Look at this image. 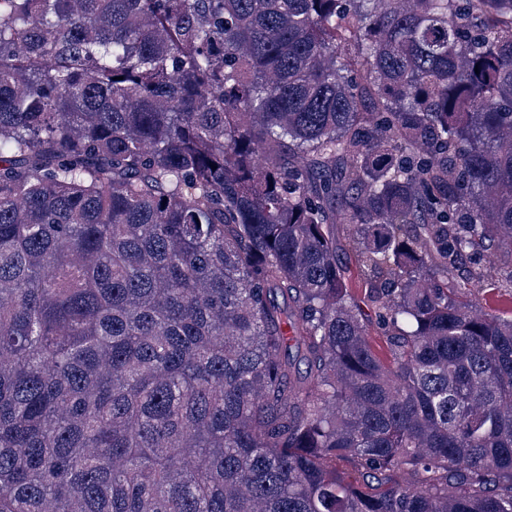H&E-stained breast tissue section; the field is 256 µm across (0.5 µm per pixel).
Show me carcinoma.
Instances as JSON below:
<instances>
[{"label": "carcinoma", "instance_id": "cac0c4a2", "mask_svg": "<svg viewBox=\"0 0 512 512\" xmlns=\"http://www.w3.org/2000/svg\"><path fill=\"white\" fill-rule=\"evenodd\" d=\"M495 242L512 0H0V512H512Z\"/></svg>", "mask_w": 512, "mask_h": 512}]
</instances>
